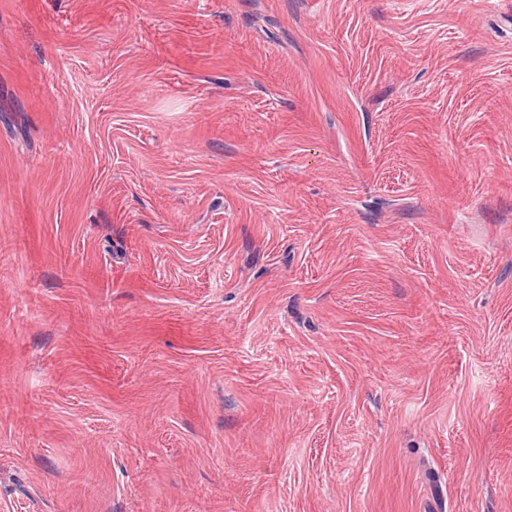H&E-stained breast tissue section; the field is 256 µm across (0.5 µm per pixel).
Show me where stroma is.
<instances>
[{
  "instance_id": "1",
  "label": "stroma",
  "mask_w": 512,
  "mask_h": 512,
  "mask_svg": "<svg viewBox=\"0 0 512 512\" xmlns=\"http://www.w3.org/2000/svg\"><path fill=\"white\" fill-rule=\"evenodd\" d=\"M0 512H512V0H0Z\"/></svg>"
}]
</instances>
